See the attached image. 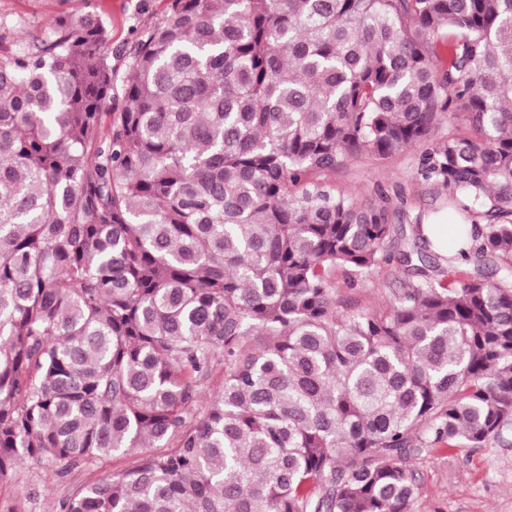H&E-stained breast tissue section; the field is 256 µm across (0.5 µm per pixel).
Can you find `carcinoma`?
<instances>
[{
    "label": "carcinoma",
    "instance_id": "cac0c4a2",
    "mask_svg": "<svg viewBox=\"0 0 512 512\" xmlns=\"http://www.w3.org/2000/svg\"><path fill=\"white\" fill-rule=\"evenodd\" d=\"M56 2L0 36L1 481L137 450L62 512H410V457L507 442L512 0H166L118 112L107 27ZM455 114L444 261L329 177ZM378 269L377 308L337 294Z\"/></svg>",
    "mask_w": 512,
    "mask_h": 512
}]
</instances>
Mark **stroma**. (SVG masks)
I'll return each mask as SVG.
<instances>
[{"label":"stroma","mask_w":512,"mask_h":512,"mask_svg":"<svg viewBox=\"0 0 512 512\" xmlns=\"http://www.w3.org/2000/svg\"><path fill=\"white\" fill-rule=\"evenodd\" d=\"M76 13H97L107 24L117 81L129 75L124 52L139 31L161 17L165 0H70ZM56 0H0L8 42L31 45L56 10ZM422 146L408 148L381 161L364 155L337 169L330 182L358 200L374 201L386 194L392 202L393 223H414L416 217L444 212L449 223L458 214L450 210L443 193L417 175ZM133 452L84 462L69 471L46 461L21 466L0 482V512H60L61 503L109 472L136 464ZM421 484L415 512H512V443H489L480 448H453L432 456L411 458Z\"/></svg>","instance_id":"obj_1"}]
</instances>
